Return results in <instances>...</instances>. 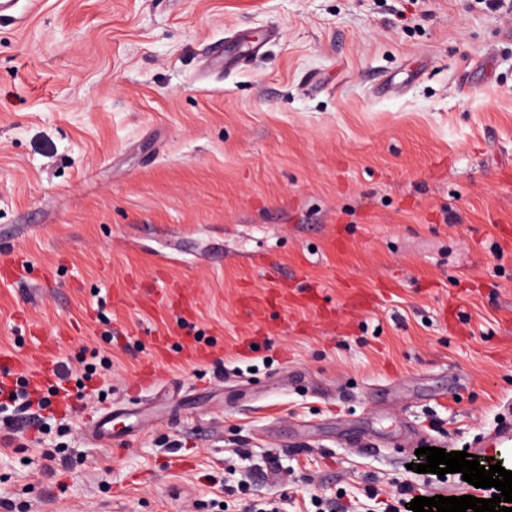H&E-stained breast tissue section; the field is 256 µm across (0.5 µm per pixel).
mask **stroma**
I'll return each instance as SVG.
<instances>
[{"mask_svg":"<svg viewBox=\"0 0 512 512\" xmlns=\"http://www.w3.org/2000/svg\"><path fill=\"white\" fill-rule=\"evenodd\" d=\"M1 353L14 380L108 361L88 407L167 379L123 451L77 411L0 422V512H403L462 487L408 465L512 412V12L18 0Z\"/></svg>","mask_w":512,"mask_h":512,"instance_id":"1","label":"stroma"}]
</instances>
